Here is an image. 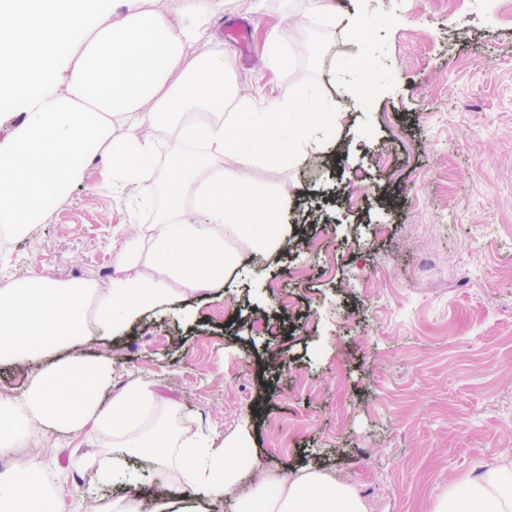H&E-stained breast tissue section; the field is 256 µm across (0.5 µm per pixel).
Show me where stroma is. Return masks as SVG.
Returning a JSON list of instances; mask_svg holds the SVG:
<instances>
[{
	"mask_svg": "<svg viewBox=\"0 0 512 512\" xmlns=\"http://www.w3.org/2000/svg\"><path fill=\"white\" fill-rule=\"evenodd\" d=\"M332 22L289 19L280 0H226L200 51L222 52L245 93L298 73L343 126L334 154L290 173L307 223L287 249L243 259L226 297L144 319L112 345L128 380L152 382L215 442L249 428L269 470L320 469L367 512H428L492 468L512 467V20L502 0H322ZM394 16V24L383 19ZM378 21L371 97L336 65L363 46L337 22ZM245 21L249 40L226 36ZM290 49L261 59L267 35ZM94 160L67 198L0 251V282L101 280L114 269L122 199ZM38 464L63 512L112 499L71 457L86 435L46 428Z\"/></svg>",
	"mask_w": 512,
	"mask_h": 512,
	"instance_id": "35a3bbf8",
	"label": "stroma"
}]
</instances>
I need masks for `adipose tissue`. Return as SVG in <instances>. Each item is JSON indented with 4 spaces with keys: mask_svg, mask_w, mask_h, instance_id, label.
<instances>
[{
    "mask_svg": "<svg viewBox=\"0 0 512 512\" xmlns=\"http://www.w3.org/2000/svg\"><path fill=\"white\" fill-rule=\"evenodd\" d=\"M108 3L0 0V103L14 109L0 139V226L20 232L43 221L98 156L107 165L104 188L123 197L128 215L117 276L23 278L0 289V363L34 367L20 399L0 398V456L15 454L28 422L89 434L79 468L131 490L103 512H142L132 493L139 461L159 487L154 512H210L230 499L238 512H365L350 486L328 474L285 476L243 457L249 430L214 445L185 427L178 405L144 379H131L100 406L118 359L89 357L86 345L102 331L125 333L147 310L214 295L240 249L284 247L288 184L269 175L330 150L338 128L334 104L307 77L258 99L242 92L221 55L196 53L224 0H186L175 26L158 0H122V16L111 22ZM173 135L181 145L159 164ZM161 190L168 205L153 223H138ZM190 211L202 222H189ZM44 451L34 446L0 475V512H60L36 464ZM431 512H512V473L463 479Z\"/></svg>",
    "mask_w": 512,
    "mask_h": 512,
    "instance_id": "obj_1",
    "label": "adipose tissue"
}]
</instances>
